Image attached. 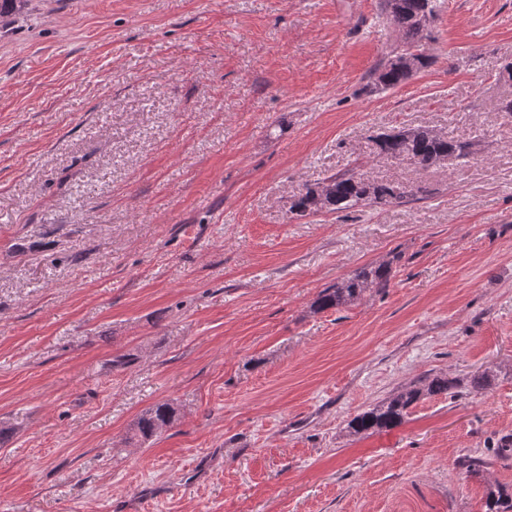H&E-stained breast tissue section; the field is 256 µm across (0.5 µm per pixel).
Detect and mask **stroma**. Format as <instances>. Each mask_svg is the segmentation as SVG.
I'll return each instance as SVG.
<instances>
[{
	"instance_id": "obj_1",
	"label": "stroma",
	"mask_w": 512,
	"mask_h": 512,
	"mask_svg": "<svg viewBox=\"0 0 512 512\" xmlns=\"http://www.w3.org/2000/svg\"><path fill=\"white\" fill-rule=\"evenodd\" d=\"M382 3L31 0L0 20V512H485L512 493V0H445L429 66L377 91L405 42ZM410 127L469 160L378 157ZM346 171L424 195L291 215ZM386 260L389 287L313 312ZM489 366L487 389L347 431L423 374ZM162 402L173 426L128 443Z\"/></svg>"
}]
</instances>
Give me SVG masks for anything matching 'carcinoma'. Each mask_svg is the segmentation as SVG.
<instances>
[{
  "label": "carcinoma",
  "instance_id": "carcinoma-1",
  "mask_svg": "<svg viewBox=\"0 0 512 512\" xmlns=\"http://www.w3.org/2000/svg\"><path fill=\"white\" fill-rule=\"evenodd\" d=\"M443 0H391L385 5L386 17L403 32L405 38L414 43L423 37L424 29L419 25V17L427 13L434 18L442 10ZM430 56L419 51L415 68L401 63L400 57L392 55L376 70L383 88L392 89L410 79L418 71L426 68ZM378 156L386 160L413 162L421 169H427L440 161L456 156L469 155V143L448 135L435 133L425 128H410L381 133L375 138ZM325 187H308L300 193L290 206V212L306 216L321 211L335 212L359 203L386 205L404 197H414L423 192L420 187L400 192L387 183L364 179L354 174H336L326 178ZM392 276V262L377 266L366 265L347 275L340 283L324 288L313 302V310L322 312L353 303L371 288H386ZM495 370L487 368L471 383L457 376L447 374H426L413 385L386 397L355 415L347 423L349 434L353 436L371 435L390 430L403 421L409 410L417 402L434 396L462 395L469 389H482L494 379ZM177 409L169 402L158 403L144 410L131 428L129 441L146 443L163 429L174 423ZM485 512H512V496L489 491L485 501Z\"/></svg>",
  "mask_w": 512,
  "mask_h": 512
}]
</instances>
